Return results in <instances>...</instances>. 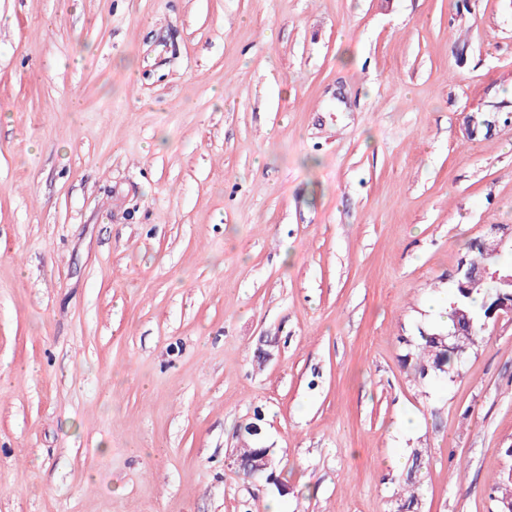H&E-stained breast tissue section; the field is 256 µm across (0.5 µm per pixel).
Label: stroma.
Listing matches in <instances>:
<instances>
[{"instance_id":"1","label":"stroma","mask_w":512,"mask_h":512,"mask_svg":"<svg viewBox=\"0 0 512 512\" xmlns=\"http://www.w3.org/2000/svg\"><path fill=\"white\" fill-rule=\"evenodd\" d=\"M493 224L512 0H0V512H497L512 316L402 366ZM237 449V457L240 459L241 465L236 467V470L241 473L244 477H258L266 475V479L268 478V475L271 473V471L267 472H259V473H251V470H249V463L254 458V455L259 454L260 452H268L270 451V454L274 457V450L271 448H259L256 446H244L242 448H236ZM229 460H236L234 462H238L235 458V455L232 454L231 457L228 458ZM421 456L422 455L420 451L415 452L413 456V463L410 469L407 471L406 477L403 479L400 500L403 501L402 508L406 512H416L418 509L422 484L420 479H417L416 476H412V473L420 472ZM417 462H419L418 465ZM414 469L416 470L414 471Z\"/></svg>"}]
</instances>
